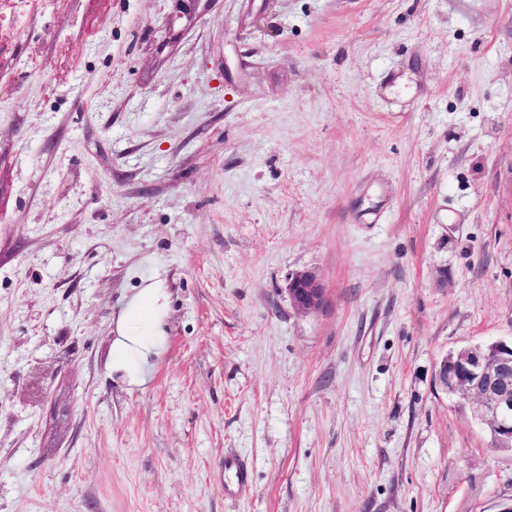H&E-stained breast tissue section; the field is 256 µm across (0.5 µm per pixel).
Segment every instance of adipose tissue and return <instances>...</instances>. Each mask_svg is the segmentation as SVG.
I'll return each instance as SVG.
<instances>
[{
    "mask_svg": "<svg viewBox=\"0 0 512 512\" xmlns=\"http://www.w3.org/2000/svg\"><path fill=\"white\" fill-rule=\"evenodd\" d=\"M165 294L146 288L130 298L120 317V332L112 343V367L123 372L131 383L145 384L149 377V357L162 342L158 323Z\"/></svg>",
    "mask_w": 512,
    "mask_h": 512,
    "instance_id": "obj_1",
    "label": "adipose tissue"
}]
</instances>
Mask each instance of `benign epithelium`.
Returning a JSON list of instances; mask_svg holds the SVG:
<instances>
[{"instance_id":"1","label":"benign epithelium","mask_w":512,"mask_h":512,"mask_svg":"<svg viewBox=\"0 0 512 512\" xmlns=\"http://www.w3.org/2000/svg\"><path fill=\"white\" fill-rule=\"evenodd\" d=\"M287 291L301 313L317 311L327 302V289L311 270L291 274ZM433 383L440 392L467 404L496 446L512 447V341L453 350L437 365Z\"/></svg>"}]
</instances>
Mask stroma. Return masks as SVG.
<instances>
[{"label":"stroma","mask_w":512,"mask_h":512,"mask_svg":"<svg viewBox=\"0 0 512 512\" xmlns=\"http://www.w3.org/2000/svg\"><path fill=\"white\" fill-rule=\"evenodd\" d=\"M14 27L0 512L512 503V449L433 386L512 339V0H47ZM154 284L137 386L112 340ZM288 297L301 313H311L327 302V289L319 276L311 270L297 271L288 278ZM251 479L250 470L245 460L238 454H224V496L235 497L246 487Z\"/></svg>","instance_id":"obj_1"}]
</instances>
